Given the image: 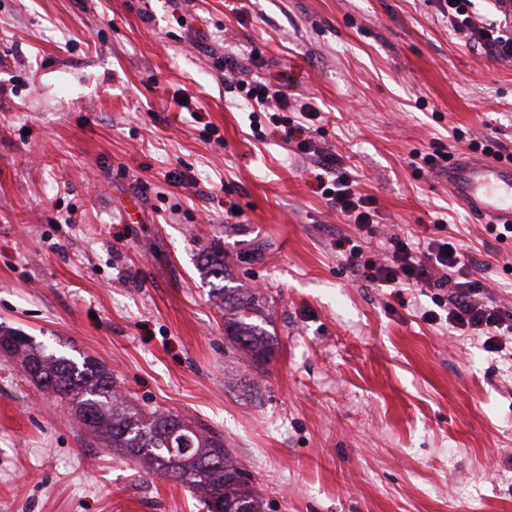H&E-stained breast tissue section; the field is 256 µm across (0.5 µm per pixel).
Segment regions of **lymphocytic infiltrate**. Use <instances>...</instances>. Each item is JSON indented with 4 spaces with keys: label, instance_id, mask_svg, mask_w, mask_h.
Segmentation results:
<instances>
[{
    "label": "lymphocytic infiltrate",
    "instance_id": "obj_1",
    "mask_svg": "<svg viewBox=\"0 0 512 512\" xmlns=\"http://www.w3.org/2000/svg\"><path fill=\"white\" fill-rule=\"evenodd\" d=\"M471 0H445L441 8L453 31L467 42L480 46L488 54L512 61V36L502 33L501 9L486 15L469 12ZM224 71V90L232 96L249 100L253 108L268 113L271 123H284L289 141L308 154L315 166V180L331 210L346 218L358 230H369L378 212L371 197L358 192L340 170L336 154L319 147L308 122L316 117L315 106L296 104L288 97L287 85L266 83L252 77L245 63L233 54H225L218 63ZM300 110L301 121L282 122L286 110ZM346 266L355 275L381 288H435L436 309L425 311L429 321L445 320L449 328L465 330L484 339L492 352L505 351V337L512 335V315L506 314L485 293L483 283L471 280L460 244L434 239L421 244L398 234L389 237L378 261H362V248L338 239Z\"/></svg>",
    "mask_w": 512,
    "mask_h": 512
}]
</instances>
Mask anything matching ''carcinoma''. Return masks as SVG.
Wrapping results in <instances>:
<instances>
[{
  "label": "carcinoma",
  "mask_w": 512,
  "mask_h": 512,
  "mask_svg": "<svg viewBox=\"0 0 512 512\" xmlns=\"http://www.w3.org/2000/svg\"><path fill=\"white\" fill-rule=\"evenodd\" d=\"M211 274H224V251L207 250ZM224 333L257 362L270 359L274 341L252 316L255 297L224 286ZM20 360L45 392L70 404L84 428L140 459L159 475L191 485L206 512H262L263 500L217 431L200 430L170 414H145L116 394L111 373L95 360L82 362L48 353L33 339L10 331L0 335V352Z\"/></svg>",
  "instance_id": "1"
}]
</instances>
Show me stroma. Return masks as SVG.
Instances as JSON below:
<instances>
[{
  "label": "stroma",
  "instance_id": "obj_1",
  "mask_svg": "<svg viewBox=\"0 0 512 512\" xmlns=\"http://www.w3.org/2000/svg\"><path fill=\"white\" fill-rule=\"evenodd\" d=\"M228 48L319 108L372 233L329 209L282 131L253 137L213 65ZM485 137L512 153V62L460 44L437 0H0V329L221 433L263 512H512V364L336 251L459 240L512 312V241L411 165ZM213 245L257 298L266 364L224 334ZM0 512L203 510L0 355Z\"/></svg>",
  "mask_w": 512,
  "mask_h": 512
}]
</instances>
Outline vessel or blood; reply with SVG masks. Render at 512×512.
I'll return each instance as SVG.
<instances>
[{"mask_svg":"<svg viewBox=\"0 0 512 512\" xmlns=\"http://www.w3.org/2000/svg\"><path fill=\"white\" fill-rule=\"evenodd\" d=\"M448 189L475 215L512 224V162L459 157L448 168Z\"/></svg>","mask_w":512,"mask_h":512,"instance_id":"1","label":"vessel or blood"}]
</instances>
